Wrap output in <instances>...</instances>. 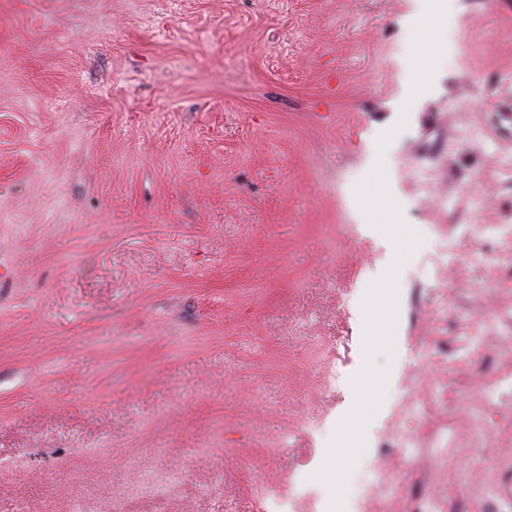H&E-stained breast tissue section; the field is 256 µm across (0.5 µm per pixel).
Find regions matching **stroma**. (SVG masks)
<instances>
[{
	"instance_id": "stroma-1",
	"label": "stroma",
	"mask_w": 512,
	"mask_h": 512,
	"mask_svg": "<svg viewBox=\"0 0 512 512\" xmlns=\"http://www.w3.org/2000/svg\"><path fill=\"white\" fill-rule=\"evenodd\" d=\"M411 0H0V512H259L354 407L389 239L357 184L412 79ZM384 152L422 243L356 467L476 254L512 306V0H460ZM347 346L346 382L315 347ZM505 436L431 459L458 495Z\"/></svg>"
}]
</instances>
